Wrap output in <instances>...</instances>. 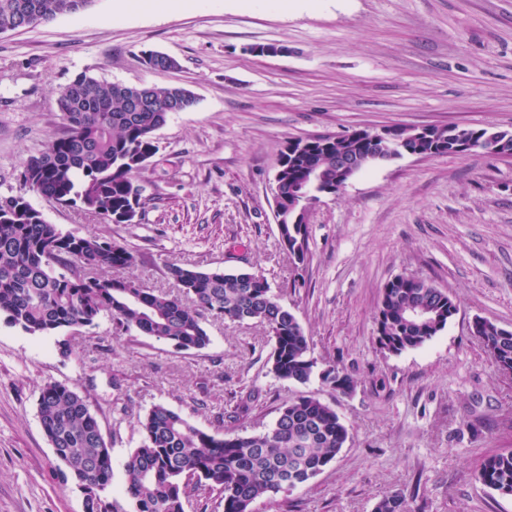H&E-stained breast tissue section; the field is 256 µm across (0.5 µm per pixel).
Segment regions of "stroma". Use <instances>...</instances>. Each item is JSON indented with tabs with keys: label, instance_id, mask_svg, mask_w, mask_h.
Returning <instances> with one entry per match:
<instances>
[{
	"label": "stroma",
	"instance_id": "35a3bbf8",
	"mask_svg": "<svg viewBox=\"0 0 512 512\" xmlns=\"http://www.w3.org/2000/svg\"><path fill=\"white\" fill-rule=\"evenodd\" d=\"M270 43L288 54H252ZM148 48L177 68L146 69ZM82 73L180 86L197 104L156 131L158 151L135 176V223L35 194L30 203L62 232L127 244L133 275L150 288L174 291L172 264L263 276L319 367L343 369L355 387L338 397L316 378H275L257 322L209 321L210 344L183 353L103 316L72 331L65 359L56 337L0 321V512H84L40 424L37 398L50 381L75 387L111 439L106 494L121 503L137 419L153 405L214 433L218 414L252 392L248 416L234 424L245 435L303 393L330 404L350 439L307 484L257 502L256 512H373L396 490L413 512H512V496L477 477L487 455L512 449V376L470 333L477 317L512 330V158L476 149L371 165L311 204L299 267L280 245L271 191L297 137L393 125L512 131V0H318L285 16L224 0L158 14L94 0L0 34V196L18 194L24 161L62 135L56 93ZM400 274L447 290L457 312L424 346L393 355L376 342L374 316Z\"/></svg>",
	"mask_w": 512,
	"mask_h": 512
}]
</instances>
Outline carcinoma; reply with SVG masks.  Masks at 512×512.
I'll return each instance as SVG.
<instances>
[{
  "instance_id": "1",
  "label": "carcinoma",
  "mask_w": 512,
  "mask_h": 512,
  "mask_svg": "<svg viewBox=\"0 0 512 512\" xmlns=\"http://www.w3.org/2000/svg\"><path fill=\"white\" fill-rule=\"evenodd\" d=\"M67 0H0V23L32 28L66 14ZM146 107L129 109L130 86L80 74L56 94L65 126L47 149L28 158L20 192L0 197V319L30 335L90 328L107 315L122 329L171 344L178 351L206 348L208 318L263 324L273 343L268 362L279 379L306 384L318 378L336 396L354 389L345 371L318 368L296 317L268 281L255 273H224L196 265L168 266L180 293L156 292L126 274L135 255L124 244L75 236L48 223L27 194H39L84 209L113 224H131L139 207L134 174L157 151L154 132L179 105L189 111L194 95L179 86H148ZM393 138L373 142L361 130L288 141L277 170L284 202L276 212L280 242L290 257L309 252L308 225L296 224L297 209L320 194H336L342 172L336 160L357 161L356 170L399 158L411 150L424 157L463 155L474 148L512 157V131L494 127L437 126L422 134L402 126ZM301 191L297 207L286 199ZM424 318L414 320L411 311ZM457 308L448 292L415 276H396L381 292L375 313L380 349L400 354L418 349L442 331ZM474 334L498 369L512 367V331L475 318ZM45 435L64 464L63 482L85 493L84 512H185V501L217 487L224 512H255L313 478L336 459L350 433L336 410L314 395L299 394L280 409L271 428L250 435L211 434L164 404L139 418L140 441L124 464L126 505L105 495L112 483L111 443L76 388L45 384L38 397ZM478 479L512 495V449L487 456ZM374 512H410L404 493L384 495Z\"/></svg>"
}]
</instances>
